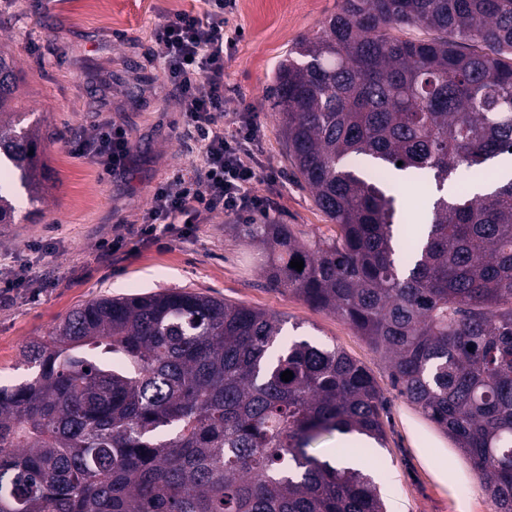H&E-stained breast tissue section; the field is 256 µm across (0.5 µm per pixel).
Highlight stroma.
Returning <instances> with one entry per match:
<instances>
[{"label":"stroma","instance_id":"1","mask_svg":"<svg viewBox=\"0 0 512 512\" xmlns=\"http://www.w3.org/2000/svg\"><path fill=\"white\" fill-rule=\"evenodd\" d=\"M343 0H236L230 23L244 36L224 59V93L231 105H255L265 160L279 173L259 182L270 203L268 220L288 225L303 240L335 236L333 224L293 175L269 100L275 69L296 40L314 35L340 12ZM203 12V0H0V51L19 77L15 111L39 122L44 200L22 205L12 224H0V255L30 265L43 282L38 295L19 289L0 306V384L24 380L22 346L46 335L74 307L105 295L183 288L277 315L300 336L338 347L363 364L386 399L385 445L364 460L380 485L387 512H492L479 479L452 441L392 384L391 370L361 336L335 314L297 295L265 285L254 247L226 232L228 219L209 217L189 243L152 244L97 259L101 237L135 223L156 184L194 162L175 133L181 121L171 88L150 55L163 15ZM105 118L129 133L134 162L112 179L71 154L66 138L89 132ZM39 241L55 242L48 254Z\"/></svg>","mask_w":512,"mask_h":512}]
</instances>
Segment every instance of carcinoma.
Segmentation results:
<instances>
[{
    "instance_id": "obj_1",
    "label": "carcinoma",
    "mask_w": 512,
    "mask_h": 512,
    "mask_svg": "<svg viewBox=\"0 0 512 512\" xmlns=\"http://www.w3.org/2000/svg\"><path fill=\"white\" fill-rule=\"evenodd\" d=\"M16 93L0 52V224L14 187L31 204L42 193L41 130L9 111ZM272 98L338 231L227 229L266 254L270 287L363 336L494 512H512V178L492 166L512 157V0H344L279 61ZM462 170L495 188L444 194ZM397 171L436 191L406 247ZM21 359L31 377L0 386V512H386L370 474L308 453L333 433L366 442L359 457L384 445L373 377L339 348L286 339L272 313L183 289L106 296Z\"/></svg>"
}]
</instances>
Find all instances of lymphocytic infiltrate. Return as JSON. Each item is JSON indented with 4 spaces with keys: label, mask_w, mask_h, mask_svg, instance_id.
<instances>
[{
    "label": "lymphocytic infiltrate",
    "mask_w": 512,
    "mask_h": 512,
    "mask_svg": "<svg viewBox=\"0 0 512 512\" xmlns=\"http://www.w3.org/2000/svg\"><path fill=\"white\" fill-rule=\"evenodd\" d=\"M205 5L201 13L181 10L167 15L154 30L152 49L177 99L180 137L196 160L189 171L174 173L155 186L138 226L100 241L102 260H111L132 243L190 241L198 224L211 215L240 218L269 212L266 198L252 191L255 182L278 179L262 159L259 114L250 104L228 109L224 97V56L242 38L227 31L234 0H205ZM66 144L73 155L97 165L105 178L125 173L133 160L126 129L109 119Z\"/></svg>",
    "instance_id": "f902f5d3"
}]
</instances>
